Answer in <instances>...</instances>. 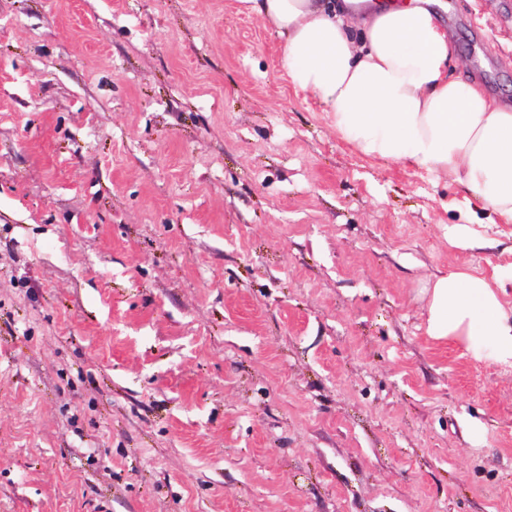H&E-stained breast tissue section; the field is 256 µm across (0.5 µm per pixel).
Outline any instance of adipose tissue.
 <instances>
[{"label":"adipose tissue","mask_w":512,"mask_h":512,"mask_svg":"<svg viewBox=\"0 0 512 512\" xmlns=\"http://www.w3.org/2000/svg\"><path fill=\"white\" fill-rule=\"evenodd\" d=\"M279 36L280 67L364 154L459 183L512 222V107L453 76V45L426 0H239ZM427 332L465 337L476 358L512 368V310L486 278L437 279Z\"/></svg>","instance_id":"adipose-tissue-1"}]
</instances>
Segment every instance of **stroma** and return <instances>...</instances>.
<instances>
[{
    "instance_id": "1",
    "label": "stroma",
    "mask_w": 512,
    "mask_h": 512,
    "mask_svg": "<svg viewBox=\"0 0 512 512\" xmlns=\"http://www.w3.org/2000/svg\"><path fill=\"white\" fill-rule=\"evenodd\" d=\"M512 105V0H444ZM237 0H0V512H512V223L366 155ZM458 224L470 239L451 246ZM427 333L448 340L464 336L477 359L512 368V310L503 307L484 277L449 271L438 278Z\"/></svg>"
}]
</instances>
